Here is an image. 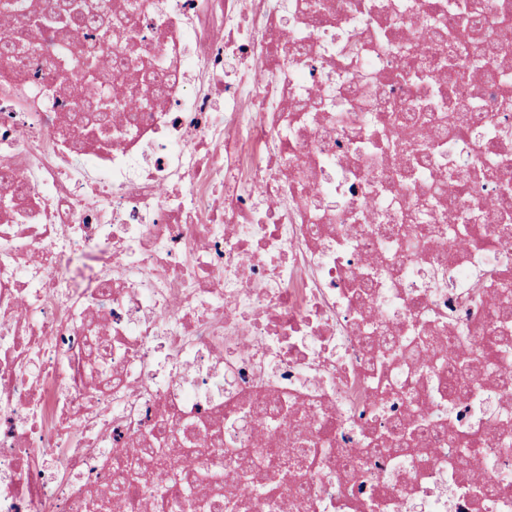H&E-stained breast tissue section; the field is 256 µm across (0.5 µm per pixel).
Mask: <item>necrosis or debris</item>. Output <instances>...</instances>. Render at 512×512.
I'll use <instances>...</instances> for the list:
<instances>
[{"label": "necrosis or debris", "instance_id": "necrosis-or-debris-1", "mask_svg": "<svg viewBox=\"0 0 512 512\" xmlns=\"http://www.w3.org/2000/svg\"><path fill=\"white\" fill-rule=\"evenodd\" d=\"M76 2L133 14L137 34L90 29L74 51L162 56L164 86L134 125L116 113L81 141L64 127L84 88L60 81L50 43L0 59V171L25 186L0 207V512H97L162 421L170 456L206 470L272 450L269 465L223 472L171 512H200L215 487L249 496L278 478L296 415L320 420L310 437L331 451L303 499L271 512H512V454L494 450L512 437L499 425L512 380L468 360L490 339L474 286L493 268L512 281V233L492 220L465 246L445 235L512 188V141L497 137L512 128L500 106L512 33L505 81L458 89L477 97L483 125L442 141L422 169L383 151L379 104L448 82L446 70L398 81L408 61L395 46L461 0H321L318 13L310 0ZM305 97L314 110L291 111ZM394 168L410 184L387 180ZM447 172L471 179L436 205L432 242L405 217L413 187ZM380 224L400 225L402 247L383 245ZM77 250L96 261L83 289L65 273ZM368 320L409 345L447 344L472 391L449 401L437 371L400 356L378 368ZM268 396L282 404L272 426L257 410ZM396 418L439 437L346 479L348 453ZM451 431L472 434L469 459Z\"/></svg>", "mask_w": 512, "mask_h": 512}]
</instances>
